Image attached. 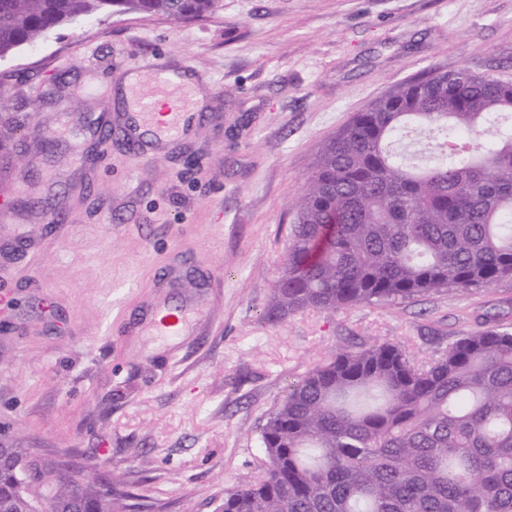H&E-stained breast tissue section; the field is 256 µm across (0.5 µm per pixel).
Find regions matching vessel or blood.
Returning a JSON list of instances; mask_svg holds the SVG:
<instances>
[{"label":"vessel or blood","instance_id":"b4317fda","mask_svg":"<svg viewBox=\"0 0 512 512\" xmlns=\"http://www.w3.org/2000/svg\"><path fill=\"white\" fill-rule=\"evenodd\" d=\"M150 77L158 95L168 99L163 114H156L147 99L142 97L138 100L139 111L105 116L97 129L103 132L118 127L141 154L156 157L185 140L195 126L198 115L187 109L190 102L188 93L172 94L170 84L173 71L167 63H155ZM186 323V316L162 315L152 320L151 327L157 335L172 336L182 333Z\"/></svg>","mask_w":512,"mask_h":512}]
</instances>
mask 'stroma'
<instances>
[{
    "mask_svg": "<svg viewBox=\"0 0 512 512\" xmlns=\"http://www.w3.org/2000/svg\"><path fill=\"white\" fill-rule=\"evenodd\" d=\"M223 3L204 22L84 17L0 60V446L108 470L138 512H214L255 476L289 382L339 347L429 358L480 314L512 329L510 280L265 318L325 141L433 67L512 81V0ZM158 60L208 91L191 137L151 159L90 148L130 68ZM48 195L66 223L15 205ZM157 308L190 327L152 335Z\"/></svg>",
    "mask_w": 512,
    "mask_h": 512,
    "instance_id": "stroma-1",
    "label": "stroma"
}]
</instances>
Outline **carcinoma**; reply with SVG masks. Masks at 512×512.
Here are the masks:
<instances>
[{"label":"carcinoma","instance_id":"carcinoma-1","mask_svg":"<svg viewBox=\"0 0 512 512\" xmlns=\"http://www.w3.org/2000/svg\"><path fill=\"white\" fill-rule=\"evenodd\" d=\"M223 0H0V60L83 16L207 20ZM434 141L423 169L394 145ZM512 280V81L434 68L375 99L319 150L267 312L387 305ZM428 361L339 348L289 382L255 480L216 512H512V332ZM0 447V512H131L108 474Z\"/></svg>","mask_w":512,"mask_h":512}]
</instances>
